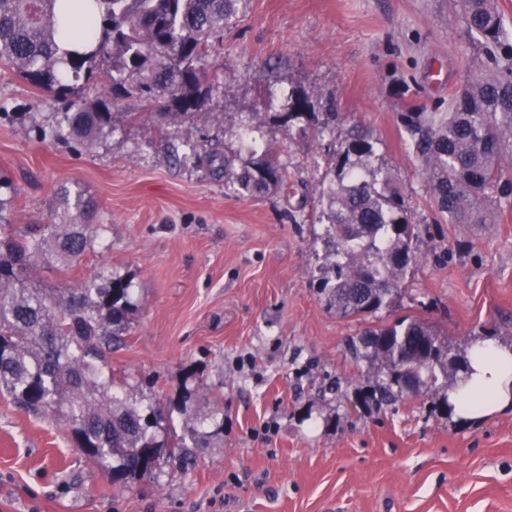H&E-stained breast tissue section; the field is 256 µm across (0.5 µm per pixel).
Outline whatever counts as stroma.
<instances>
[{
	"instance_id": "obj_1",
	"label": "stroma",
	"mask_w": 512,
	"mask_h": 512,
	"mask_svg": "<svg viewBox=\"0 0 512 512\" xmlns=\"http://www.w3.org/2000/svg\"><path fill=\"white\" fill-rule=\"evenodd\" d=\"M481 58L459 0H249L218 56L227 92L175 125L115 100L112 134L78 154L51 135L64 102L0 71V175L12 182L0 198L16 196L15 229L54 222L64 186L97 206L93 249L68 271L37 264L34 281L128 279L137 308L101 366L143 404L161 402L165 426L195 420L204 436L189 464L119 487L66 426L0 395V512H512V408L463 425L421 394L376 407L348 350L403 318L458 358L485 339L512 346V207L473 230L443 222L399 119L415 101L447 111ZM293 90L317 112L334 102L339 119L320 141L265 117L287 192L243 197L197 163L201 145L239 150L238 121L263 111L262 94L281 104ZM354 126L381 142L420 261L388 307L342 318L317 289L313 217L318 158ZM332 382L338 393L323 394Z\"/></svg>"
}]
</instances>
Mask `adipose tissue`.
Instances as JSON below:
<instances>
[{
	"label": "adipose tissue",
	"instance_id": "1",
	"mask_svg": "<svg viewBox=\"0 0 512 512\" xmlns=\"http://www.w3.org/2000/svg\"><path fill=\"white\" fill-rule=\"evenodd\" d=\"M473 372L450 392L457 415L470 421L488 417L512 406V348L486 340L470 353Z\"/></svg>",
	"mask_w": 512,
	"mask_h": 512
}]
</instances>
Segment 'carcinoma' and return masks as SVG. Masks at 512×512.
<instances>
[{
	"label": "carcinoma",
	"mask_w": 512,
	"mask_h": 512,
	"mask_svg": "<svg viewBox=\"0 0 512 512\" xmlns=\"http://www.w3.org/2000/svg\"><path fill=\"white\" fill-rule=\"evenodd\" d=\"M248 0H0V63L38 91L66 103L53 137L89 149L112 133L108 98L146 102L166 122L201 111L225 91L208 67L215 45L236 26ZM466 37L484 53L462 87L448 95L446 112H405L401 122L425 165V186L448 224H495L512 200V49L497 0H463ZM74 24L72 49L59 45ZM94 80L102 94L83 99L75 81ZM338 113L311 111L304 94L288 95L282 126L332 132ZM226 153L224 185L243 197L288 189V167L276 142ZM379 139L350 132L327 158L333 178L320 195L317 223L325 226L320 293L341 317L373 314L390 303L420 257L405 201L392 169L377 165ZM248 159L241 157V152ZM96 205L61 191L56 223L19 232L0 217V393L29 414L62 421L78 448L112 483L145 475L142 449L156 458L188 459L196 430L159 435L161 412L141 410L99 361L115 331L134 311L131 283L111 278L100 288H40L30 271L39 260L63 268L79 264L92 246ZM447 345L432 326L412 319L366 332L350 344L364 363L368 397L394 406L404 397L403 373H415L426 395L454 389Z\"/></svg>",
	"instance_id": "carcinoma-1"
}]
</instances>
